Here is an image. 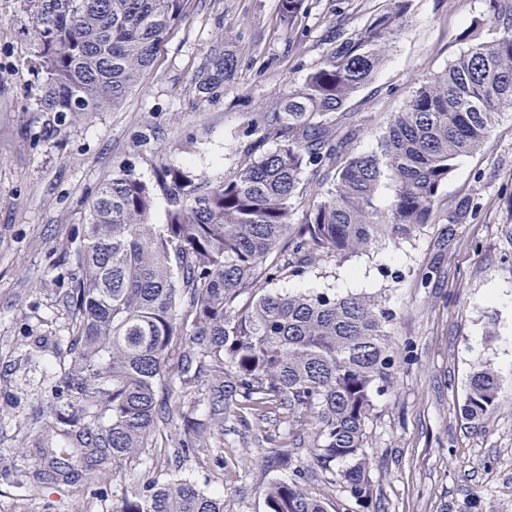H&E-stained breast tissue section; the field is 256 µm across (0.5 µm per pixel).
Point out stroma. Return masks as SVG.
<instances>
[{
  "label": "stroma",
  "instance_id": "1",
  "mask_svg": "<svg viewBox=\"0 0 512 512\" xmlns=\"http://www.w3.org/2000/svg\"><path fill=\"white\" fill-rule=\"evenodd\" d=\"M310 3L303 27L290 34L277 0H188L184 20L123 102L55 134L24 80L35 55L24 0H0V512H112L146 469L161 475L178 463L208 479L224 512H265L266 483L308 465L303 448L287 464H267L270 437L288 431V413L278 408L259 427L225 417L223 467L204 453L178 459L172 443L148 448L113 461L98 499L80 482L34 484L45 461L26 439L69 358L66 293L94 193L127 163L145 180L162 163L212 180L237 172L248 131L301 86L329 48V32L357 28L382 0ZM484 17L485 0H415L409 26L348 103L363 129L355 150L375 146L390 113L446 68ZM221 46L235 54L236 72L201 89L197 76ZM470 198L479 211L454 225L450 241L430 224L399 246L279 283L287 291L380 292L395 314L397 379L366 426L370 512H512V109L480 151L455 163L442 203L452 210ZM480 365L501 376L504 391L471 421L462 406Z\"/></svg>",
  "mask_w": 512,
  "mask_h": 512
}]
</instances>
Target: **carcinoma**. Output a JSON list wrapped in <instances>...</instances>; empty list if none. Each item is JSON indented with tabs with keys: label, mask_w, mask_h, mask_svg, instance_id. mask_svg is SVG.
<instances>
[{
	"label": "carcinoma",
	"mask_w": 512,
	"mask_h": 512,
	"mask_svg": "<svg viewBox=\"0 0 512 512\" xmlns=\"http://www.w3.org/2000/svg\"><path fill=\"white\" fill-rule=\"evenodd\" d=\"M306 2L279 0L288 33ZM386 2L361 27L337 32L301 87L264 113L232 177L213 181L161 164L145 181L128 165L98 188L75 254L81 277L67 294L69 360L37 430L57 483H98L112 461L152 447L168 412L181 413L173 435L190 457L224 431L227 411L262 422L281 408L288 422L311 426L313 464L369 508L366 425L375 398L396 381L394 314L377 295L272 284L304 278L325 259L343 263L383 242L398 245L427 224L450 232L475 216L473 198L443 209L442 189L456 159L480 150L500 111L512 108V0H485L492 36L471 40L423 79L372 150L352 152L361 126L347 103L412 15L413 0ZM25 3L37 45L27 69L36 111L58 124L117 107L186 8V0ZM236 67L231 50L216 49L199 87L229 80ZM270 139L276 148L268 151ZM384 182L392 194L381 206ZM205 374L208 422L176 403L162 411L159 392L170 399ZM502 389L494 370L476 368L466 417L483 416ZM264 502L266 512H328L301 467L272 480ZM115 512H224V498L175 469L125 491Z\"/></svg>",
	"instance_id": "cac0c4a2"
}]
</instances>
